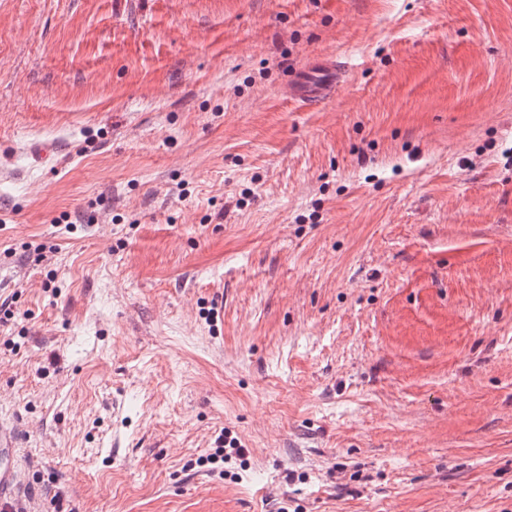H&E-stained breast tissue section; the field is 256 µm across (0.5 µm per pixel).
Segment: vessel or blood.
<instances>
[{
    "instance_id": "vessel-or-blood-1",
    "label": "vessel or blood",
    "mask_w": 512,
    "mask_h": 512,
    "mask_svg": "<svg viewBox=\"0 0 512 512\" xmlns=\"http://www.w3.org/2000/svg\"><path fill=\"white\" fill-rule=\"evenodd\" d=\"M343 78V64L332 55H320L291 75L287 82L290 99L310 108L331 101ZM16 427L0 419V512H17L13 493L22 480Z\"/></svg>"
}]
</instances>
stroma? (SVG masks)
Returning a JSON list of instances; mask_svg holds the SVG:
<instances>
[{
  "mask_svg": "<svg viewBox=\"0 0 512 512\" xmlns=\"http://www.w3.org/2000/svg\"><path fill=\"white\" fill-rule=\"evenodd\" d=\"M4 312L28 512H512V0H0ZM343 78V63L332 55H320L288 78V97L309 108L331 101Z\"/></svg>",
  "mask_w": 512,
  "mask_h": 512,
  "instance_id": "obj_1",
  "label": "stroma"
}]
</instances>
